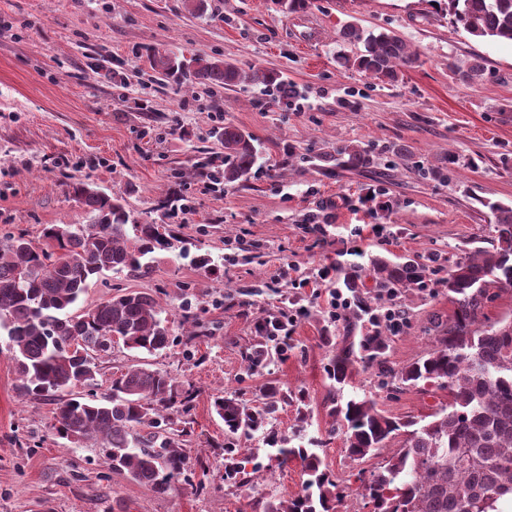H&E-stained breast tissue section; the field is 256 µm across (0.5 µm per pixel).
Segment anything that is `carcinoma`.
<instances>
[{
    "label": "carcinoma",
    "instance_id": "obj_1",
    "mask_svg": "<svg viewBox=\"0 0 512 512\" xmlns=\"http://www.w3.org/2000/svg\"><path fill=\"white\" fill-rule=\"evenodd\" d=\"M435 10L449 17L474 37L512 43V0H430ZM280 12H305L314 0H271ZM345 44H361L354 56L340 54L338 63L381 81L396 82L402 69L419 61L418 53L391 30L368 31L356 23L340 30ZM150 68L179 84L226 88L262 85L289 98L292 87L277 72L261 67L245 71L218 57L188 59L158 47L148 55ZM462 79L474 82L486 71L484 59L473 58L457 68ZM224 148V183L244 182L257 165L255 139L232 126L220 132ZM336 165L367 168L372 157L360 145L336 151ZM79 204L90 215L87 224H49L43 243L26 235L0 239V328L7 330L12 360L24 396L57 402L55 434L62 439H99L109 448V468L131 481L167 493L185 476V455L179 434L158 431L163 412L180 407L190 411L191 394L181 391L168 375L146 366L131 368L112 383V396L95 399L73 393L79 384H94L95 354L111 348L112 337L134 350L148 353L169 346L166 309L151 294L128 291L104 300L81 314L69 309L91 279L107 271L145 272L143 259L158 247H170L171 230L155 220L133 218L117 198L87 184L74 188ZM495 224L491 248L475 251L448 270L441 280L454 311L448 319L435 315V331L427 354L406 366L400 380L413 386L434 384L448 390V406L424 424L401 423L384 414L366 396L349 399L330 412L345 428L347 456L359 461L383 447L395 432L406 428L404 444L385 463L369 473L356 492L370 512H503L512 503V319L490 320L487 304L512 289V206L486 202ZM373 271L380 288H410L422 279L414 261L391 263L377 259ZM368 311L358 307L345 319L346 332L336 338L325 329L328 349L326 373L336 384L352 375L358 361L378 362L387 349L380 331L355 336L358 322ZM273 317L257 325L248 368L269 364L268 346L276 354L288 351V338L273 333ZM79 337L91 355L74 358L65 347ZM297 404L299 424L309 414L302 396H291L269 386L260 406H250L237 395L214 398L216 414L224 421L227 442L224 482L253 489L237 462L242 449L235 437L264 428L282 405ZM294 437L275 430L264 436L268 457L276 465L300 466L301 494L283 502L259 501L263 512H333L343 499V480L325 465L316 448L293 444Z\"/></svg>",
    "mask_w": 512,
    "mask_h": 512
}]
</instances>
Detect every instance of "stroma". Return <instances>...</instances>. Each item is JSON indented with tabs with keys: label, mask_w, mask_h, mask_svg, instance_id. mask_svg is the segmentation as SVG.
I'll use <instances>...</instances> for the list:
<instances>
[{
	"label": "stroma",
	"mask_w": 512,
	"mask_h": 512,
	"mask_svg": "<svg viewBox=\"0 0 512 512\" xmlns=\"http://www.w3.org/2000/svg\"><path fill=\"white\" fill-rule=\"evenodd\" d=\"M1 14L13 27L0 30V237L22 232L38 244L46 225L88 223L72 196L77 182L119 198L135 217L150 210L172 225L178 240L148 255V274L106 272L75 308L125 291L155 295L171 315L170 345L149 354L113 344L97 359V394L147 364L193 390L194 400L181 439L190 480L156 494L107 474L102 444L54 436L56 405L19 395L1 329L0 512H255V494L299 493L296 464L266 468L259 431L237 439L258 451L253 490L225 484L224 422L212 406L221 394L257 405L271 384L303 393V438L325 440L323 458L342 477L374 470L404 437L353 462L343 433L329 431L332 402L366 395L403 421L447 404L446 390L396 389L390 374L367 363L333 390L321 339L331 316L311 283L325 266L335 288L357 272L371 309L394 305L405 318L385 352L393 371L426 354L431 316L453 311L441 280L492 235L486 201L512 205L511 43L469 35L429 0H316L298 15L270 0H205L195 15L183 0H0ZM353 19L396 32L419 63L395 83L340 66L339 29ZM150 47L274 68L294 94L283 99L251 85L190 90L156 76ZM477 56L483 78L461 81L454 66ZM227 124L250 133L262 157L247 182L207 190L194 167L221 152L216 133ZM350 142L370 150V168H324L322 155ZM444 162L447 180L424 175ZM273 168L280 178H270ZM365 224L384 225L383 237L347 254ZM200 255L209 268L197 266ZM376 259L416 260L429 287L388 299L376 286ZM186 303L190 324L181 321ZM281 310L297 317L287 356L248 371L255 324Z\"/></svg>",
	"instance_id": "stroma-1"
}]
</instances>
